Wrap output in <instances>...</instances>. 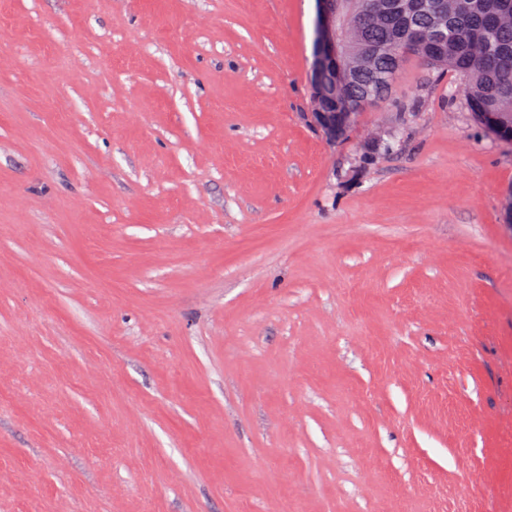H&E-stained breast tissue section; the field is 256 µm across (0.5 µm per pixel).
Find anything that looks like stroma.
<instances>
[{"label": "stroma", "mask_w": 512, "mask_h": 512, "mask_svg": "<svg viewBox=\"0 0 512 512\" xmlns=\"http://www.w3.org/2000/svg\"><path fill=\"white\" fill-rule=\"evenodd\" d=\"M315 17L0 0V512H512V144ZM317 13L311 47L309 88L313 104L311 122L330 142L340 140L358 122L359 117L374 101L360 104L347 99L342 112L337 103L345 98L384 100L391 93L394 81L381 82L392 70L398 74L399 53L405 48L404 33L408 26H435L434 18L419 14L409 20L384 13L376 17L352 14L342 25L346 45L344 66L352 73L351 83L336 90L348 74L341 61V51L336 41V23L349 4H355L364 13H371L368 0H316ZM373 58L369 67L364 61ZM397 61V65L395 64ZM361 110V112H357Z\"/></svg>", "instance_id": "35a3bbf8"}]
</instances>
